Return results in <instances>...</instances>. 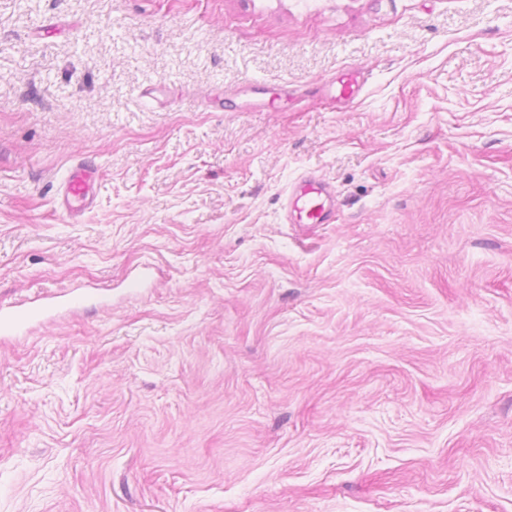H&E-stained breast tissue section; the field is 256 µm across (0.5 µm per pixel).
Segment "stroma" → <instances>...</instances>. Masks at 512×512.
Wrapping results in <instances>:
<instances>
[{
	"instance_id": "1",
	"label": "stroma",
	"mask_w": 512,
	"mask_h": 512,
	"mask_svg": "<svg viewBox=\"0 0 512 512\" xmlns=\"http://www.w3.org/2000/svg\"><path fill=\"white\" fill-rule=\"evenodd\" d=\"M33 303L0 512H512V0H0ZM94 186L92 172L83 164L78 163L73 171H70L65 178L64 201L70 208V199H78L86 202L90 199ZM324 187L313 180L301 181L287 198V207L293 211L297 224H324L320 204Z\"/></svg>"
}]
</instances>
